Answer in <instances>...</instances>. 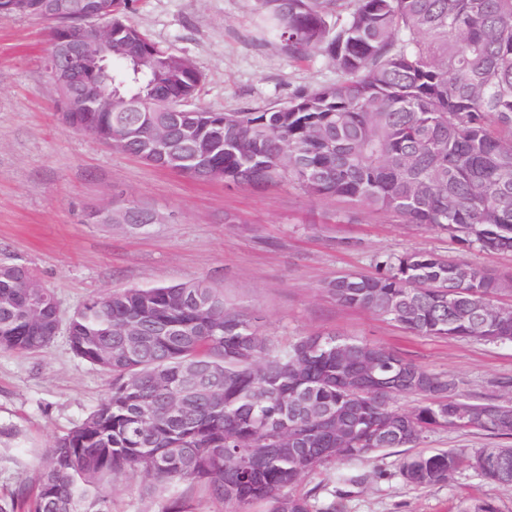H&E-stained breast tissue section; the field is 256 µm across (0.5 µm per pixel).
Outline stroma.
<instances>
[{
	"mask_svg": "<svg viewBox=\"0 0 512 512\" xmlns=\"http://www.w3.org/2000/svg\"><path fill=\"white\" fill-rule=\"evenodd\" d=\"M130 24L202 75L200 106L258 111L297 91L334 83L335 67L314 56L294 61L256 27L255 0H132ZM48 23L0 20V262L31 268L55 293L63 315L116 288L205 278L224 297L259 314L276 347L310 333H334L394 348L423 367L461 380L466 393L512 402V343L416 336L401 324L338 305L325 281L370 275L384 254L428 250L512 273V253L466 250L446 234L335 198L311 197L294 184L228 188L147 165L90 135L63 127L45 65ZM149 210L152 224L102 219L113 203ZM111 375L79 359L66 332L44 351L0 350V496L35 479L52 441L106 397ZM482 431L426 433L420 452L479 448ZM405 451L324 467L299 494L343 512H467L494 501L512 512V485L463 467L443 484L416 487L399 473ZM136 475L112 485V512H159Z\"/></svg>",
	"mask_w": 512,
	"mask_h": 512,
	"instance_id": "obj_1",
	"label": "stroma"
}]
</instances>
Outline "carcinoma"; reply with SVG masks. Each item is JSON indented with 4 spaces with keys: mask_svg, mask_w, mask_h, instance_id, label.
<instances>
[{
    "mask_svg": "<svg viewBox=\"0 0 512 512\" xmlns=\"http://www.w3.org/2000/svg\"><path fill=\"white\" fill-rule=\"evenodd\" d=\"M23 0H0V19L27 16ZM263 32L288 57L322 56L330 85L261 111L196 106L202 75L125 15L130 0H101L96 22L112 29L105 72L110 112H66L59 122L163 169L191 160L193 178L239 187L291 182L448 233L461 246L512 252V0H256ZM130 224L152 214L121 207ZM372 276L342 274L325 290L342 306L393 320L418 335L511 336L494 302L512 276L430 251L379 257ZM30 268L0 263V349L35 353L60 318L54 293ZM136 331L139 347L126 349ZM74 354L112 376L106 398L54 439L35 483L23 480L0 512H112L110 485L140 475L166 493L204 484L232 509H315L289 489L321 467L413 448L423 434L457 429L456 404L488 415L511 403L463 392L400 352L334 333L276 348L259 317L224 303L207 280L91 296L67 320ZM193 379L197 389L184 393ZM418 396L409 410L399 397ZM512 438V415L476 426ZM512 459V446L405 456L403 480L447 482L476 456ZM161 512H191L171 494Z\"/></svg>",
    "mask_w": 512,
    "mask_h": 512,
    "instance_id": "carcinoma-1",
    "label": "carcinoma"
}]
</instances>
